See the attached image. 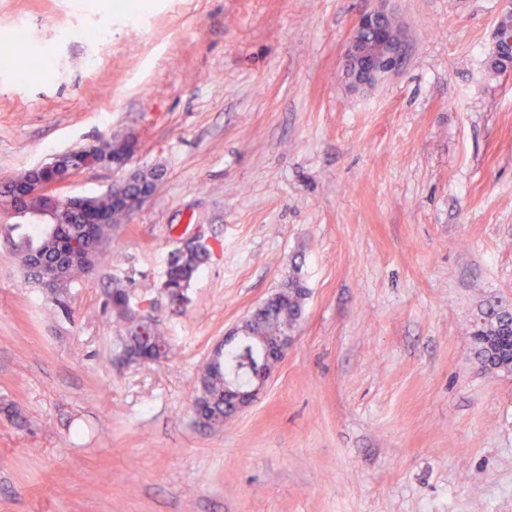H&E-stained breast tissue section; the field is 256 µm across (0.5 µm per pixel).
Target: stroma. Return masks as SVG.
I'll return each mask as SVG.
<instances>
[{
    "instance_id": "stroma-1",
    "label": "stroma",
    "mask_w": 512,
    "mask_h": 512,
    "mask_svg": "<svg viewBox=\"0 0 512 512\" xmlns=\"http://www.w3.org/2000/svg\"><path fill=\"white\" fill-rule=\"evenodd\" d=\"M0 0V185L132 135L162 172L109 260L54 309L0 212V512H512V374L473 324L512 311V69L500 0H399L405 66L342 77L363 0ZM100 39L89 40L85 31ZM210 258L180 308L179 239ZM297 276L295 339L221 427L195 414L215 345ZM162 364H116L114 283ZM501 8L497 14L495 28H494V43H495V56L499 54L507 55L509 58L508 66L511 67L512 60V36L503 30L500 26L499 20L504 16L512 14V1L502 0Z\"/></svg>"
}]
</instances>
